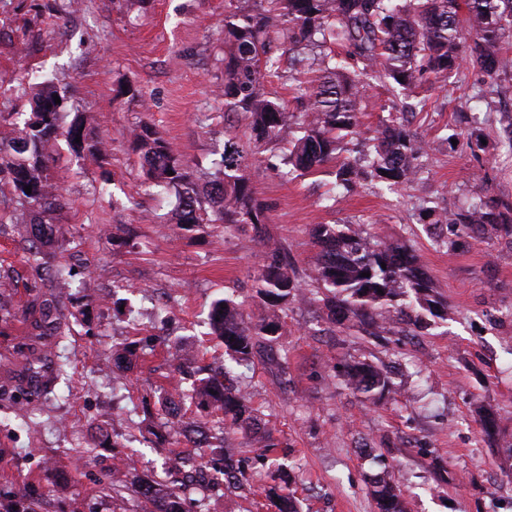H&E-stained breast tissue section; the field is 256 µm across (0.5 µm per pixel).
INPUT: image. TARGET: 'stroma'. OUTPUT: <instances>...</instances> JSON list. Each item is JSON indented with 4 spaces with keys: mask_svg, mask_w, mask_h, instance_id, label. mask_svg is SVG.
<instances>
[{
    "mask_svg": "<svg viewBox=\"0 0 512 512\" xmlns=\"http://www.w3.org/2000/svg\"><path fill=\"white\" fill-rule=\"evenodd\" d=\"M225 0H0V120L29 115L32 94L53 82L68 116L109 144L100 157L53 141V175L66 207L53 222L67 248L60 261L87 271L90 285L69 320L73 333L58 351L67 364L50 401H28L30 423L0 401V476L33 482L43 512H141L134 488L148 482L180 490L178 461L194 453L180 442L151 447L135 424L143 402L157 403L178 382L176 357L207 366L224 346L208 334L213 299L242 301L247 322L268 314L253 270L262 245L253 231L223 225L186 231L155 218L168 210L160 188L145 178L129 148V132L154 126L192 166L210 167L228 136L247 144L243 115H225ZM495 82L463 65L450 80L429 79L406 97L386 80L371 81L365 109L345 155L367 161L381 120L400 105L408 128L429 144L414 181L388 188L372 179L351 191L336 186L334 164L320 172L286 171L282 146L258 154L249 172L266 208L267 236L308 277L317 250L313 224H352L412 249L448 304L447 319L428 318L414 335L394 320L376 338L356 321L328 320L323 293L291 305L286 333L256 354L246 391L292 467L288 490L303 512H378L370 490L389 474L410 512H512V236L435 230L427 214L454 212L481 185L512 206V47L501 54ZM124 85L139 95H119ZM131 232L113 238L112 227ZM26 234L0 233V268L14 279V302L34 292ZM140 342L130 370L104 377L113 348ZM370 362L394 384L378 404L345 389L335 367ZM499 421L495 438L482 431L484 412ZM118 449L100 447L102 435ZM134 453L142 468L114 469L113 453ZM112 470L121 497L99 480ZM223 484L185 491L204 512H275L261 492Z\"/></svg>",
    "mask_w": 512,
    "mask_h": 512,
    "instance_id": "obj_1",
    "label": "stroma"
}]
</instances>
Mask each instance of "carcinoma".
Masks as SVG:
<instances>
[{"mask_svg": "<svg viewBox=\"0 0 512 512\" xmlns=\"http://www.w3.org/2000/svg\"><path fill=\"white\" fill-rule=\"evenodd\" d=\"M472 36L469 53L461 50L465 34ZM512 38V0H229L224 13V108L243 114L249 141L256 147L281 140L293 123L301 136L284 153V165L313 172L336 162V183L349 188L359 177L356 165L338 160L340 140L356 126L363 102L362 88L369 77L383 76L404 90H412L430 76L449 75L471 63L489 79L500 67L499 52ZM344 39L350 50L345 57L330 56L321 61L297 97L295 112L272 98L264 89V79L278 73L281 55L288 46L324 47ZM362 63L361 71L354 64ZM57 89L44 86L33 96L35 107L23 126L0 128V161L10 176L16 193L12 217L29 226L27 262L42 282L50 283L47 293H38L25 309L14 307L11 294L2 290L9 276H0V323L19 317L31 320L32 332L21 338L19 352L24 362L16 369L20 389L39 399L56 395L58 379L65 372L57 347L71 327L62 312L70 298L74 275L57 261V228L46 217L62 208L63 195L49 174L52 157L48 144L62 135L70 145L92 156L106 150V143L74 118L63 125V105L55 103ZM80 142H75L76 138ZM130 146L138 155L146 177L161 191L174 197L171 212L160 218L165 224L185 227L195 224H222L226 229L250 226L257 230L266 223V208L257 199L248 173L242 146L233 139L224 142L220 161L209 180L208 204H203L193 172L179 151L152 125L143 124L130 134ZM425 150L406 129L401 119L381 126L375 138V157L370 177L403 185L418 173L415 160ZM388 175H382V172ZM32 186L31 193L25 187ZM436 224L460 226L477 234H512V225L494 205L478 198L467 211L444 214ZM310 237L319 249L311 280L327 291L328 317H352L376 332L391 330L390 312L408 297L417 308L414 323L430 315L448 314V304L435 295L430 278L417 256L397 242L376 243L359 230L345 224H314ZM386 267H381V264ZM368 276L363 277L361 273ZM258 295L270 314L257 324L245 321L241 304L229 297L212 302L211 335L224 344L229 363L224 372L195 365L187 360L178 366L183 379L206 409L224 416V429L252 434V460L275 464L272 433L261 427V418L248 405L247 394L228 386L224 378L238 367L251 369L250 358L258 338L283 335L281 314L288 305L306 298L302 282L288 269L279 243L263 240V255L255 269ZM343 385L372 404L391 391L389 375L368 362H347L340 371ZM172 431L161 433L166 442L171 433L192 440L204 436L201 426L187 429L178 405H173ZM213 448L211 468L224 471V483L243 489L248 486L246 468L239 460L224 455V434L208 441ZM137 494L150 508L143 512H184L182 499L174 491L162 493L148 483ZM266 498L277 512H300L296 499L282 493L278 485L265 489ZM371 495L379 512H407L406 501L387 475H378ZM0 512H39L28 488L0 482Z\"/></svg>", "mask_w": 512, "mask_h": 512, "instance_id": "1", "label": "carcinoma"}]
</instances>
